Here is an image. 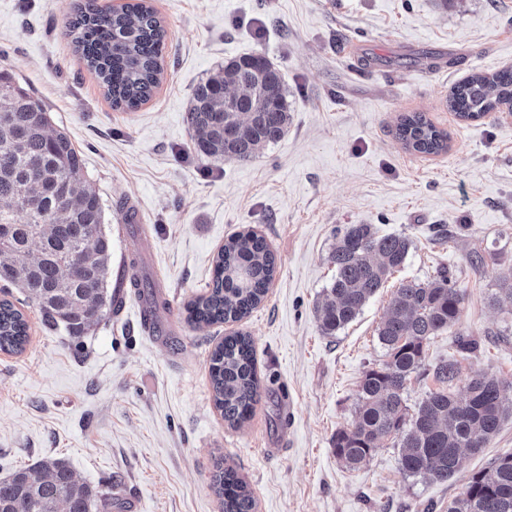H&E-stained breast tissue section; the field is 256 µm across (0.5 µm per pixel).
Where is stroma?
I'll list each match as a JSON object with an SVG mask.
<instances>
[{"label": "stroma", "mask_w": 512, "mask_h": 512, "mask_svg": "<svg viewBox=\"0 0 512 512\" xmlns=\"http://www.w3.org/2000/svg\"><path fill=\"white\" fill-rule=\"evenodd\" d=\"M149 3L166 29L163 77L147 103L121 112L66 33L76 0H0V68L80 151L101 198L111 271L138 259L175 337L162 347L142 331L133 292L127 312L74 337L45 327L20 288L0 283L29 326L22 353L0 352V479L55 457L137 512H223L211 483L229 466L256 512H448L475 473L512 453V416L445 484L403 472L398 440L355 468L333 441L355 420L364 372L386 360L377 328L401 280L425 283L444 269L464 295L454 332L431 340L407 383L409 409L434 389L432 369L456 355L461 333L482 345L462 358L455 394L478 374L512 381V310L490 303L512 273V115L463 121L448 108L455 83L512 67V0ZM244 53L282 72L288 132L248 161L200 156L187 121L192 89ZM411 112L447 132V151L403 148L396 126ZM128 203L142 223L125 222ZM351 224L411 246L358 317L326 336L315 308ZM248 228L277 260L264 300L242 321L191 327L185 302L205 293L217 252ZM476 254L483 264L472 265ZM237 331L253 340L259 389L234 429L214 406L209 363Z\"/></svg>", "instance_id": "stroma-1"}]
</instances>
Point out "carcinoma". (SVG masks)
Here are the masks:
<instances>
[{"label":"carcinoma","mask_w":512,"mask_h":512,"mask_svg":"<svg viewBox=\"0 0 512 512\" xmlns=\"http://www.w3.org/2000/svg\"><path fill=\"white\" fill-rule=\"evenodd\" d=\"M76 52L94 72L112 105L135 112L152 96L163 71L166 32L143 0L122 12H105L95 0L66 23ZM512 107V68L473 74L455 84L448 109L476 120ZM291 103L283 75L268 59L251 53L224 61L193 88L188 121L193 149L217 160L248 161L288 132ZM403 147L420 154L448 149V135L420 112L397 125ZM103 207L86 179L83 159L69 137L50 129L42 102L0 71V282L15 285L41 313L49 328L64 325L84 334L112 314L107 288L110 242L102 230ZM411 242L380 236L371 224H351L332 251L336 275L316 312L321 331L333 336L361 313L366 303L401 268ZM276 273V257L252 229L231 237L217 252L208 291L185 305L188 323L213 326L246 318L264 299ZM462 292L447 271L428 283L404 280L393 292L378 338L387 360L367 370L358 386L353 425L336 433V457L349 467L367 463L388 437L400 440L402 469L446 483L512 416V382L477 375L465 393L453 387L460 362L433 368L438 388L414 414L408 413L406 384L422 365L426 345L457 323ZM28 341L21 310L0 301V351L20 354ZM215 408L231 428L248 419L258 390L250 337H224L210 357ZM212 489L224 512H255L256 502L231 468H220ZM94 495L67 464L48 458L21 467L0 481V512H89ZM448 512H512V453L497 457L474 474Z\"/></svg>","instance_id":"carcinoma-1"}]
</instances>
